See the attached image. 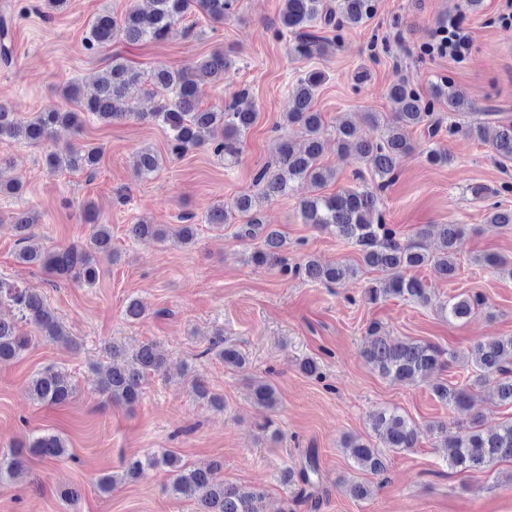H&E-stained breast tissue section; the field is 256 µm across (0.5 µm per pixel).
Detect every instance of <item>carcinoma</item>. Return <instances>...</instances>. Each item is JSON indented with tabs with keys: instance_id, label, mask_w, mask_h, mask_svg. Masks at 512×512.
<instances>
[{
	"instance_id": "1",
	"label": "carcinoma",
	"mask_w": 512,
	"mask_h": 512,
	"mask_svg": "<svg viewBox=\"0 0 512 512\" xmlns=\"http://www.w3.org/2000/svg\"><path fill=\"white\" fill-rule=\"evenodd\" d=\"M150 9L136 6L117 17L111 13L99 15L91 24L85 43L88 49L106 47L116 39L135 44L165 37L170 27L187 14L200 10L217 24L235 13L237 0H149ZM376 13V0H283L276 32L291 35L289 52L298 58L322 55L328 41L318 35L323 28L358 27ZM235 60L223 51H213L196 59L191 65L172 70L158 67L149 74L155 105L150 112H140L129 95L131 87L144 78L128 60L119 54L111 57L107 69L95 77V91L80 98L78 88L66 90L67 97L82 99L84 113L105 123L136 118L156 122L168 130L170 154L179 157L198 147H208L226 163H235L241 154L242 138L258 118L253 106L243 102L249 90H239L231 99L218 107L202 109L199 106L201 88L224 78V72ZM327 79L323 71L310 70L296 80L292 93V108L285 114L289 128L297 130L302 144L290 138L279 137L274 148V161L262 167L254 177L255 190L239 194L227 207L210 212L207 223L216 226L237 224L236 236L253 244L251 259L270 263L284 275L302 276L326 285L336 284L357 276L355 265L323 264L311 257L302 264H288V241L274 225L265 223L260 203L288 195L293 185L306 181L320 190L335 179L334 170L321 162L323 153L322 115L314 107L318 88ZM388 98L390 112H366L364 122L369 133L359 136L356 127L347 120L336 125V144L342 151H352L362 168L356 172V185L333 195L320 193L299 202L302 223L311 224L320 231L330 233L358 247L361 264L382 273L366 289V297L375 303L390 297L402 298L421 305L432 303L433 292L410 271L431 265L446 280L456 278V255L467 225L439 224L430 230L418 232L420 238L432 237L436 247L427 249L421 244H404L396 233L384 223L380 205L381 192L394 180L400 158L409 153L414 144L411 132L422 130L435 137L445 117L436 110L445 106L450 112H472L473 104L459 92L440 83L434 86L430 98L424 99L405 78L391 85ZM81 113L50 109L23 121L12 108L0 104V140H22L39 143L51 137L58 126L74 129L81 127ZM464 130L474 140L490 141L492 151L500 163L512 162V123L500 124L492 139H487L486 125L482 121L460 125L448 123V134ZM101 159L98 147L69 148L63 153L49 155L53 169L69 168L94 172ZM161 167V158L151 149L142 148L134 160L138 176L148 178ZM490 224L512 227V208L495 203L486 215ZM37 223L32 211L14 217V231L20 245L19 262L36 266L55 276L73 274L87 285L98 279L94 255L112 251V232L106 224L93 225L86 243L47 250L33 243L31 228ZM129 233L136 238L163 240L168 236L180 243L194 237L191 226L183 225L174 232L156 224H132ZM8 305L16 312V319L6 321L0 317V361L18 358L24 353L31 338L21 331V324H33L41 335L52 341L68 338L64 326L45 305L43 298L33 290L16 282L0 279V306ZM482 305L478 295L458 294L437 303L441 313L450 319L465 320ZM368 345L363 358L383 378L393 382H424L436 371L456 359L433 345L416 341L393 342L384 336L377 324L367 331ZM216 353L224 365L242 368L243 354L235 347L224 344L217 336L204 353ZM109 356L112 365L105 369H92L91 382L95 389L119 405L135 404L142 393L149 374L164 369L166 355L160 348L147 343L136 350H128L114 341ZM474 365L463 386L441 382L432 385L436 398L458 412L471 410L476 393L486 379H497V397L512 404V337L491 338L476 343L470 354ZM27 390L38 403L61 405L72 397L75 386L64 370L49 366L37 372L29 381ZM251 399L262 408L272 410L278 403L277 390L267 380H255L251 385ZM370 428L381 446L370 441L350 440L344 444L354 464L371 475L386 470L385 451L404 452L416 447L418 431L415 425L396 409L383 408L370 418ZM433 429L448 449L444 459L447 467L467 471L489 467L497 462L512 460V421L495 430L484 431L478 418L460 433L448 436V426L442 422ZM36 456L49 463H62L70 458L65 439L55 433L34 435L20 450L0 457V484L10 483L24 471V455ZM171 468L173 478L170 491L179 496L195 499L198 512H265V493L224 485L213 480L210 469H190L172 456L163 459ZM287 486L298 487L297 497L319 502L320 466L315 453L308 451L301 462L281 475Z\"/></svg>"
}]
</instances>
